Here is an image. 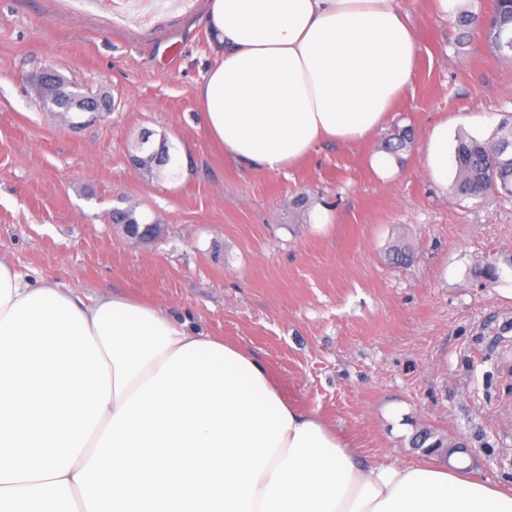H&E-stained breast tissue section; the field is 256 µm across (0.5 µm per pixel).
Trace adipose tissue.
Segmentation results:
<instances>
[{
	"label": "adipose tissue",
	"mask_w": 512,
	"mask_h": 512,
	"mask_svg": "<svg viewBox=\"0 0 512 512\" xmlns=\"http://www.w3.org/2000/svg\"><path fill=\"white\" fill-rule=\"evenodd\" d=\"M201 119L278 171L356 145L410 84L397 0H212ZM0 512H512V490L365 464L242 345L0 258Z\"/></svg>",
	"instance_id": "adipose-tissue-1"
}]
</instances>
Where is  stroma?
<instances>
[{"label": "stroma", "mask_w": 512, "mask_h": 512, "mask_svg": "<svg viewBox=\"0 0 512 512\" xmlns=\"http://www.w3.org/2000/svg\"><path fill=\"white\" fill-rule=\"evenodd\" d=\"M210 4L0 0V256L246 347L365 462L453 461L512 486V199L458 197L425 166L436 124L453 142L512 118V59L457 26L493 0H456L445 17L399 0L420 56L384 127L280 172L225 155L199 117ZM44 67L106 91L111 113L73 128L40 108ZM405 130L381 180L369 158ZM144 138L174 167H134ZM113 207L160 235L130 239L105 222ZM425 429L441 449L415 445Z\"/></svg>", "instance_id": "35a3bbf8"}]
</instances>
